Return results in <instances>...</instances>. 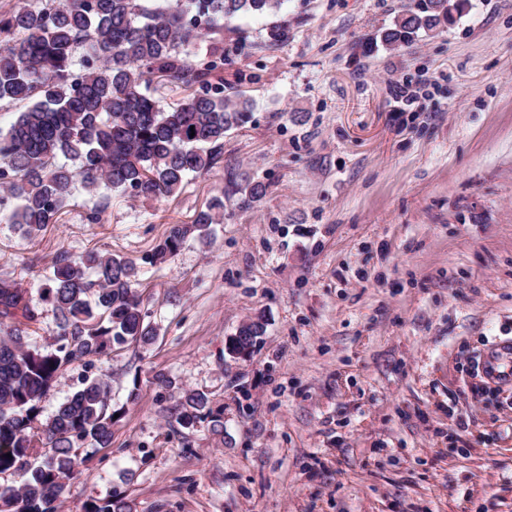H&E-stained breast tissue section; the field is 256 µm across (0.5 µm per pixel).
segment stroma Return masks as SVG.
<instances>
[{
  "label": "stroma",
  "instance_id": "obj_1",
  "mask_svg": "<svg viewBox=\"0 0 512 512\" xmlns=\"http://www.w3.org/2000/svg\"><path fill=\"white\" fill-rule=\"evenodd\" d=\"M404 3L239 15L190 47L252 103L212 168L157 199L75 186L34 238L0 223V279L34 293L60 253L109 252L138 267L155 330L44 397L48 414L104 379L123 411L110 447L82 446L60 512L112 490L136 512H512V404L470 375L512 338V0H465L392 50L380 37ZM216 197L207 239L144 263ZM256 315L264 336L232 358L227 337ZM188 390L223 409V435L178 424Z\"/></svg>",
  "mask_w": 512,
  "mask_h": 512
}]
</instances>
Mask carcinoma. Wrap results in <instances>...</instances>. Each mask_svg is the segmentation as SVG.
Returning a JSON list of instances; mask_svg holds the SVG:
<instances>
[{"label":"carcinoma","instance_id":"obj_1","mask_svg":"<svg viewBox=\"0 0 512 512\" xmlns=\"http://www.w3.org/2000/svg\"><path fill=\"white\" fill-rule=\"evenodd\" d=\"M463 2L410 0L381 41L399 47L435 32ZM281 5L165 0L149 9L140 0H54L0 16V102H27L0 133V188L18 200L7 221L36 237L59 222L77 181L90 193L105 185L155 199L208 170L224 135L246 122L250 103L224 97L217 62L195 67L187 48L239 14L271 15ZM148 75L202 92L166 108L143 91ZM60 156L69 163H56ZM223 213L224 199L216 197L192 223L171 225L145 262L176 255L194 233L207 236ZM136 276L133 264L110 253L57 256L38 289L55 323L53 344L43 349L15 325L19 316L37 320L30 294L0 279V327L7 328L0 336V474L16 478L0 490V512H59L85 462L79 449L110 446L117 419L107 382L81 380L46 418L41 400L66 367L154 339ZM176 420L187 429L208 420L224 435L223 412L200 391L185 392ZM85 512H134V504L111 490L89 500Z\"/></svg>","mask_w":512,"mask_h":512}]
</instances>
